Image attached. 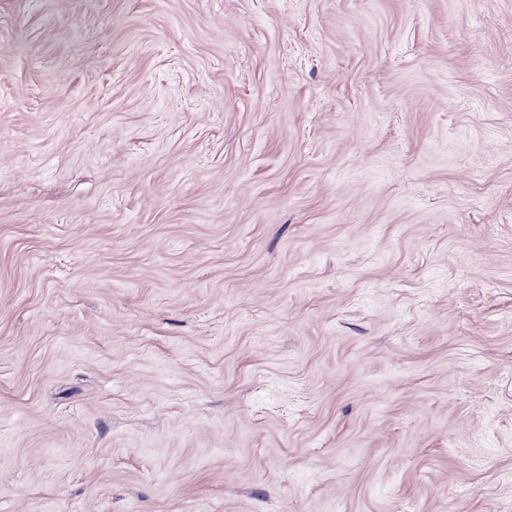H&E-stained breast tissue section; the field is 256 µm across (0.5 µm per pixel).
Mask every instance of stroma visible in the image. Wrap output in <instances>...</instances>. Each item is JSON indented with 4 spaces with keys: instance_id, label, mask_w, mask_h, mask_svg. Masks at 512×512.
Here are the masks:
<instances>
[{
    "instance_id": "1",
    "label": "stroma",
    "mask_w": 512,
    "mask_h": 512,
    "mask_svg": "<svg viewBox=\"0 0 512 512\" xmlns=\"http://www.w3.org/2000/svg\"><path fill=\"white\" fill-rule=\"evenodd\" d=\"M0 512H512V0H0Z\"/></svg>"
}]
</instances>
